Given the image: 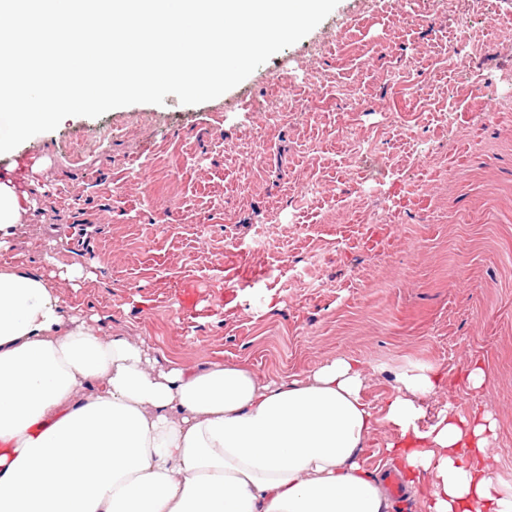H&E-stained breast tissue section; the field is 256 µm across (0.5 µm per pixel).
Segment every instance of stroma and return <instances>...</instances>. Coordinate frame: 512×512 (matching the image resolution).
Wrapping results in <instances>:
<instances>
[{
  "label": "stroma",
  "mask_w": 512,
  "mask_h": 512,
  "mask_svg": "<svg viewBox=\"0 0 512 512\" xmlns=\"http://www.w3.org/2000/svg\"><path fill=\"white\" fill-rule=\"evenodd\" d=\"M506 98L512 0H339L215 99L70 116L24 141L23 172L0 157L35 200L0 263L81 267L66 306L194 367L349 354L377 403L398 372L480 361L485 388L438 401L494 412L512 481Z\"/></svg>",
  "instance_id": "1"
}]
</instances>
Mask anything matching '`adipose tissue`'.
<instances>
[{
  "mask_svg": "<svg viewBox=\"0 0 512 512\" xmlns=\"http://www.w3.org/2000/svg\"><path fill=\"white\" fill-rule=\"evenodd\" d=\"M27 202L0 179V249ZM81 275L0 266V512H391L360 462L381 428L423 512H512L491 411L449 404L421 424L440 390L488 384L480 361L399 373L379 407L347 355L278 379L160 362L64 307L62 281Z\"/></svg>",
  "mask_w": 512,
  "mask_h": 512,
  "instance_id": "ef3b65f1",
  "label": "adipose tissue"
}]
</instances>
